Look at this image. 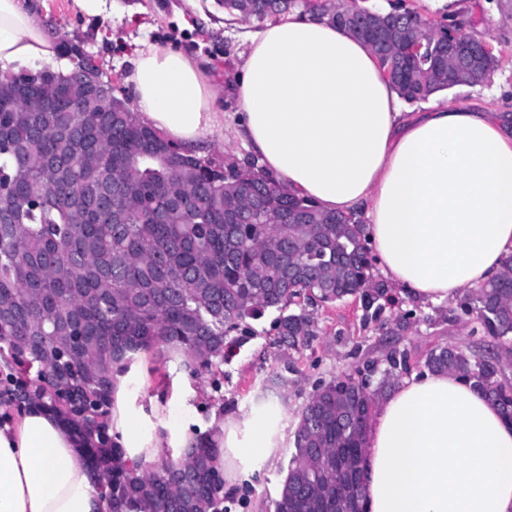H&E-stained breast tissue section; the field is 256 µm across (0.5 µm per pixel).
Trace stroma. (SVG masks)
Listing matches in <instances>:
<instances>
[{"label":"stroma","instance_id":"1","mask_svg":"<svg viewBox=\"0 0 512 512\" xmlns=\"http://www.w3.org/2000/svg\"><path fill=\"white\" fill-rule=\"evenodd\" d=\"M32 2L40 23L57 32L59 48L74 46L91 54L103 74L114 79L117 95L126 97L131 91L125 77L137 42L171 46L206 58L210 78L221 86L233 72L240 53L246 50L249 36L259 29L257 22L226 13L218 0H196L193 10L186 9L184 0H107L106 13L98 17L73 11L71 0ZM364 5L380 10L397 6L442 23L452 17L464 33L491 44L497 58L495 73L500 94L489 93L483 83L455 87L448 97L455 103L512 113V0H456L451 17L424 8L421 0H364ZM405 311L413 314L409 327L394 337L388 328L368 319L359 298L349 297L312 308L318 336L301 355L295 372L288 375V400L282 402L286 413L285 438L279 445L277 463L259 472L253 482L230 489L231 497L249 501L248 507L236 506L231 512H274L294 451L298 416L317 381L330 379L369 360L383 361L392 338L399 347L408 349L418 363L429 349L439 344L477 353L488 348L490 340L483 336L475 317L461 314L457 302L432 306L403 298L397 306L386 307L382 316L391 319ZM274 320V313L268 312L254 321L255 336L223 365L221 390H214L209 379L191 377L150 357L140 362L143 379L150 390L192 398L200 423L208 421L212 408L217 406L223 407L229 416L280 402L277 394L264 390L269 376L278 368L271 344Z\"/></svg>","mask_w":512,"mask_h":512}]
</instances>
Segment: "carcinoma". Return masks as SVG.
<instances>
[{
    "label": "carcinoma",
    "mask_w": 512,
    "mask_h": 512,
    "mask_svg": "<svg viewBox=\"0 0 512 512\" xmlns=\"http://www.w3.org/2000/svg\"><path fill=\"white\" fill-rule=\"evenodd\" d=\"M310 0H239L224 9L259 24L274 15L309 10ZM357 0L320 6L328 18L360 36ZM382 24L419 26L413 11H378ZM458 30L440 24L429 40ZM495 62L477 69L462 59L441 77L394 83L408 102L448 86L483 83ZM31 73L6 77L0 91V360L16 366L9 387L19 404L38 401L79 427L98 421V440L85 449L108 512H228L217 450L199 434L161 465H129L111 442L106 417L114 375L139 353L177 363L220 385L221 365L254 330L248 320L274 310L273 345L283 358L316 336L312 317L289 311L301 301L326 306L356 296L376 306L384 289L371 280V258L357 217L348 223L288 192L257 162L247 171L261 192L253 203L241 169L183 155L134 112H83L61 96L55 112H30L14 92ZM53 95L63 73L38 77ZM288 211L313 214L312 224H284ZM512 257L474 291L461 310L476 315L485 336L512 335ZM90 340L66 346L73 326ZM410 351H387L381 380L359 368L316 386L300 415L275 512H360L363 456L371 413L384 391L410 371ZM433 372H454L512 414V383L494 354L438 345L426 354Z\"/></svg>",
    "instance_id": "carcinoma-1"
}]
</instances>
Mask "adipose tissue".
<instances>
[{
    "label": "adipose tissue",
    "mask_w": 512,
    "mask_h": 512,
    "mask_svg": "<svg viewBox=\"0 0 512 512\" xmlns=\"http://www.w3.org/2000/svg\"><path fill=\"white\" fill-rule=\"evenodd\" d=\"M29 0H0V69L56 54ZM139 119L200 151L223 136L203 63L141 43L127 77ZM238 134L264 172L329 213L358 212L380 273L400 295L439 305L497 276L512 255V117L402 97L360 40L309 16L267 24L226 83ZM195 412L116 375L108 434L127 460L160 463L187 447ZM281 408L206 425L228 487L274 466ZM91 443L52 408L0 419V512H107L84 455ZM366 512H512V421L455 373L402 377L377 403L363 463Z\"/></svg>",
    "instance_id": "ef3b65f1"
}]
</instances>
